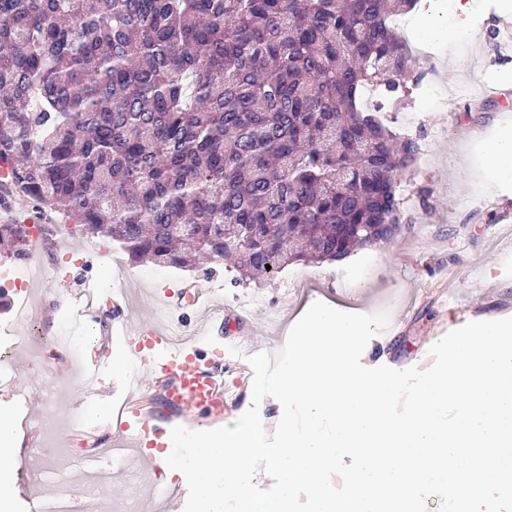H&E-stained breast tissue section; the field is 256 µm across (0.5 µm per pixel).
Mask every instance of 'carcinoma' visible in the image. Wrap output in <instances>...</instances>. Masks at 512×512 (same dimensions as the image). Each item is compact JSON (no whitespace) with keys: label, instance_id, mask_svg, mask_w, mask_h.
<instances>
[{"label":"carcinoma","instance_id":"obj_1","mask_svg":"<svg viewBox=\"0 0 512 512\" xmlns=\"http://www.w3.org/2000/svg\"><path fill=\"white\" fill-rule=\"evenodd\" d=\"M420 0H0V162L135 262L244 257L240 281L377 243L404 218ZM28 229L0 224L22 257ZM271 269H266V266Z\"/></svg>","mask_w":512,"mask_h":512}]
</instances>
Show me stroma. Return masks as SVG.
I'll list each match as a JSON object with an SVG mask.
<instances>
[{
    "label": "stroma",
    "instance_id": "1",
    "mask_svg": "<svg viewBox=\"0 0 512 512\" xmlns=\"http://www.w3.org/2000/svg\"><path fill=\"white\" fill-rule=\"evenodd\" d=\"M441 2L428 0L412 12L413 21L430 20L438 30L455 27L467 40L456 46L441 36L434 67H417L422 85L412 101L388 115L399 133L410 116L420 118L416 137L425 151L400 181L403 208L415 220L412 232L356 251L347 262L313 265L319 283L304 290L288 286L284 272L255 284L234 283L232 273L216 260L195 270L130 264L126 300L132 327L166 323L193 332L191 305L178 302L165 312L161 303L192 282L212 293L216 312L204 348L223 364L226 378L242 380L223 424L250 407L253 392V370L238 368L230 346L253 342L263 352L278 350L287 329L314 302L346 312L389 313V327L370 340V352L362 359L368 367L428 368L431 346L447 332L471 321L512 317V180L497 177L487 162L489 143L501 129L512 127V107L495 97L496 91H512V0H474L465 13L442 8ZM477 80L492 82L493 93L476 101L453 97L437 110L419 112L427 86ZM424 194L430 202L426 210L419 205ZM51 288L57 304L40 311L34 328L16 325V335L37 341L58 335L62 319L81 309L84 285L74 274L58 276ZM137 342L136 336L95 325L74 358L79 365L101 358L97 382L90 388L71 380L61 360L33 351L24 358V377L0 383V413L13 427L14 512H39L42 501L41 486L29 481L26 472L49 459L45 433L34 415L47 405L46 386L62 380L69 384L59 418L86 411L83 432L68 443L73 453H82L97 437L112 434L102 412L125 403L128 388L126 377L113 376L111 355L134 353Z\"/></svg>",
    "mask_w": 512,
    "mask_h": 512
}]
</instances>
